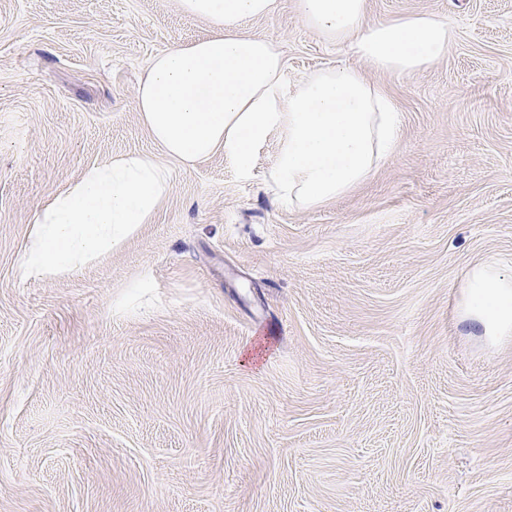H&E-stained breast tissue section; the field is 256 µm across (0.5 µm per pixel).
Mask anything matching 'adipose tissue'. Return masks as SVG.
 I'll return each instance as SVG.
<instances>
[{"mask_svg": "<svg viewBox=\"0 0 512 512\" xmlns=\"http://www.w3.org/2000/svg\"><path fill=\"white\" fill-rule=\"evenodd\" d=\"M297 7L305 26L348 49L355 64L317 70L283 94L278 47L243 30L247 20L272 16L277 0H178L182 13L206 21L212 33L152 59L138 114L162 153L186 167L220 151L249 174L256 149L278 134L274 192L288 207L315 209L369 180L399 146L401 116L365 67L425 69L447 55L456 26L427 13L374 20L368 0H297ZM158 156L112 155L42 202L18 261L20 277L71 274L150 223L169 192ZM463 286L468 318L486 335L512 333V272L484 263Z\"/></svg>", "mask_w": 512, "mask_h": 512, "instance_id": "obj_1", "label": "adipose tissue"}]
</instances>
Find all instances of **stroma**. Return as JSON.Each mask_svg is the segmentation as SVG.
I'll return each mask as SVG.
<instances>
[{
	"instance_id": "1",
	"label": "stroma",
	"mask_w": 512,
	"mask_h": 512,
	"mask_svg": "<svg viewBox=\"0 0 512 512\" xmlns=\"http://www.w3.org/2000/svg\"><path fill=\"white\" fill-rule=\"evenodd\" d=\"M452 17L368 181L310 210L187 168L141 124L152 58L207 36L174 0H0V512H512V335L464 322L477 265L512 271V0H369ZM246 32L282 91L351 62L295 0ZM159 155L152 221L72 276L20 279L38 205L85 166Z\"/></svg>"
}]
</instances>
